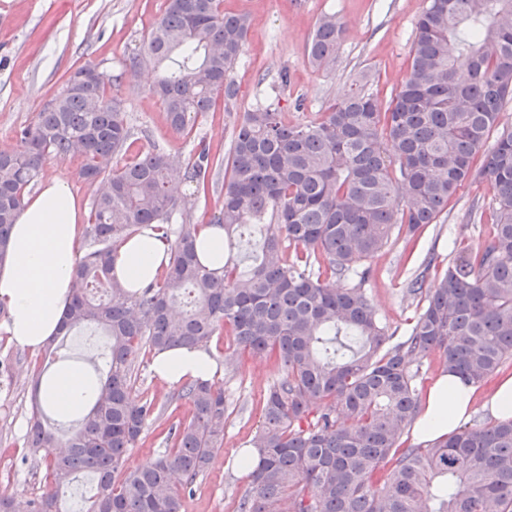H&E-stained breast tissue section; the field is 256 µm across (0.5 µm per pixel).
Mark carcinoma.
Instances as JSON below:
<instances>
[{
	"mask_svg": "<svg viewBox=\"0 0 512 512\" xmlns=\"http://www.w3.org/2000/svg\"><path fill=\"white\" fill-rule=\"evenodd\" d=\"M248 28L224 0H167L120 74L89 82L98 67L81 65L18 147L0 150V263L45 163L81 159L79 178L95 187L89 244L60 334L95 328L108 338L95 403L65 442L42 403L33 406L26 445L52 490L26 500L27 512H63L60 492L82 472L95 479L83 512H185L224 447V388L187 385L177 399L192 407L190 420L170 425L168 448L151 464L127 471L144 428L168 409L153 399L131 405L130 389L141 351L223 332L234 344L226 364L248 355L284 368L264 397L236 512H512V419L425 447L401 442L420 409L414 363L438 351L444 371L480 385L512 358V129L488 143L512 98V0H425L406 74L384 109L362 71L356 91L314 120L291 123L273 104L235 117L222 162L204 144L179 164L156 145L126 157L134 128L112 86L160 71L151 93L170 129L185 133L215 96L227 113L236 104L232 72ZM345 38L336 15H323L305 63L335 66ZM221 168L224 180L209 182ZM477 180L492 190L489 243L457 256L428 288L424 274L412 278L417 313L396 335L360 288L371 274L362 262L392 236L439 223ZM187 183L214 185L219 215L195 216L173 190ZM200 223L224 229L219 270L201 260ZM144 227L174 242L156 283L132 290L110 255ZM62 444L65 454L51 452Z\"/></svg>",
	"mask_w": 512,
	"mask_h": 512,
	"instance_id": "cac0c4a2",
	"label": "carcinoma"
}]
</instances>
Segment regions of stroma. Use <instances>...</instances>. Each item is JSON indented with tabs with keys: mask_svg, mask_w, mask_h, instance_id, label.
<instances>
[{
	"mask_svg": "<svg viewBox=\"0 0 512 512\" xmlns=\"http://www.w3.org/2000/svg\"><path fill=\"white\" fill-rule=\"evenodd\" d=\"M224 5L250 18L244 54L233 72L239 89L233 114H225L219 100L197 118L190 133H174L150 92L154 73L138 71L116 89L135 128L133 151L156 144L181 162L202 139L213 154L224 155L231 115L276 96L289 121H308L350 93L363 71L371 76L368 92L379 105H387L406 73L424 0H224ZM165 6L166 0H0V150L15 147L18 131L36 121L77 67L91 61L105 75L121 72ZM327 13L344 22L348 37L335 69L319 71L305 64L304 51L316 22ZM283 70L291 84L278 96L272 84ZM491 201L486 181L468 184L449 201L444 223L431 225L414 244L391 241L370 260L373 276L364 292L384 323L407 332L416 304L407 296L406 284L427 253L438 257L430 270L436 276L458 252L485 248L490 228L474 222L469 213L476 206L489 209ZM45 364L44 353L22 349L0 331V493L27 499L51 489L44 469L32 462L24 446L35 380ZM282 374L275 361L246 357L218 378L229 408L224 447L199 479L187 512H236L237 499L249 483L237 459L262 422L268 386ZM189 415V405L182 402L147 425L127 468L153 462L165 448V426Z\"/></svg>",
	"mask_w": 512,
	"mask_h": 512,
	"instance_id": "35a3bbf8",
	"label": "stroma"
}]
</instances>
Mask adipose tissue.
I'll use <instances>...</instances> for the list:
<instances>
[{
    "mask_svg": "<svg viewBox=\"0 0 512 512\" xmlns=\"http://www.w3.org/2000/svg\"><path fill=\"white\" fill-rule=\"evenodd\" d=\"M79 204L68 183L56 178L26 198L14 224L8 259L0 264V309L5 330L20 347L39 349L58 335L68 307L77 252ZM169 245L150 230L132 235L115 249L113 271L123 283L146 287L167 264ZM156 375L174 384L215 380L219 363L204 348L162 352L153 360ZM99 384L87 363L70 362L51 370L41 388L44 403L56 417L82 416ZM477 388L453 373L441 374L430 388L415 422L421 440L431 442L456 431L469 419Z\"/></svg>",
    "mask_w": 512,
    "mask_h": 512,
    "instance_id": "1",
    "label": "adipose tissue"
}]
</instances>
